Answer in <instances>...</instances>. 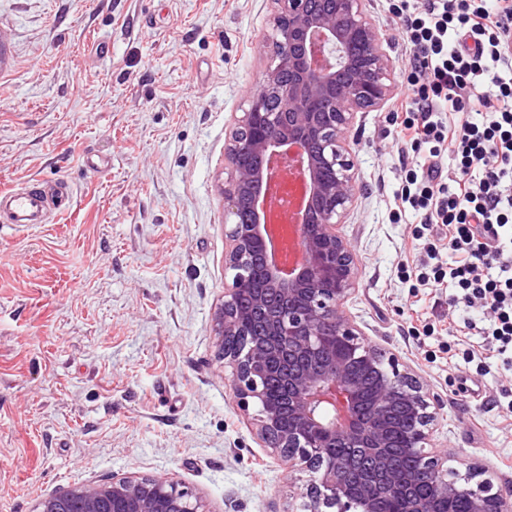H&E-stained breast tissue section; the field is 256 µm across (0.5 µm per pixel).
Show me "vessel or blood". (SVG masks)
Here are the masks:
<instances>
[{"label": "vessel or blood", "instance_id": "b4317fda", "mask_svg": "<svg viewBox=\"0 0 512 512\" xmlns=\"http://www.w3.org/2000/svg\"><path fill=\"white\" fill-rule=\"evenodd\" d=\"M69 205V193L57 186L11 187L0 191V222L16 227L39 224L49 211H63Z\"/></svg>", "mask_w": 512, "mask_h": 512}]
</instances>
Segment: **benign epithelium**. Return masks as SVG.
I'll return each mask as SVG.
<instances>
[{"instance_id":"obj_1","label":"benign epithelium","mask_w":512,"mask_h":512,"mask_svg":"<svg viewBox=\"0 0 512 512\" xmlns=\"http://www.w3.org/2000/svg\"><path fill=\"white\" fill-rule=\"evenodd\" d=\"M274 67L249 93L247 112L225 145L227 176L219 188L233 217L225 267L234 275L214 312L220 354L234 366L242 407L257 408L256 434L281 461L304 466L313 479L301 512H380L379 496L400 489L390 450V420L410 417L408 448L417 475L439 499L464 489L471 512H512V489L448 477V456L427 450L439 412L409 369L366 342L346 303L354 291L355 256L340 225L359 187L348 133L355 115L390 99L393 62L388 40L365 0H275ZM299 156L310 191L297 232L303 263L282 268L272 248L259 259L264 286L250 287L251 245L264 239V185L274 162ZM251 302L249 314L238 303ZM281 387L266 396V380ZM371 388L372 402L365 401ZM288 415L292 425L280 427ZM344 448L338 457L331 449ZM202 512L189 489L166 476H128L51 494L38 512Z\"/></svg>"}]
</instances>
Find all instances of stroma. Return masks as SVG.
<instances>
[{
	"instance_id": "stroma-1",
	"label": "stroma",
	"mask_w": 512,
	"mask_h": 512,
	"mask_svg": "<svg viewBox=\"0 0 512 512\" xmlns=\"http://www.w3.org/2000/svg\"><path fill=\"white\" fill-rule=\"evenodd\" d=\"M388 3L366 7L399 81ZM272 13V0H0V187L73 192L48 223L0 224V512L132 475L171 477L204 512L299 507L310 474L257 438L213 322L233 276L224 143L272 63ZM355 127L348 311L439 398L434 450L512 486V370L473 360L475 309L417 283L412 244L428 232L391 211L387 110Z\"/></svg>"
}]
</instances>
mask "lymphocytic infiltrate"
<instances>
[{
	"instance_id": "f902f5d3",
	"label": "lymphocytic infiltrate",
	"mask_w": 512,
	"mask_h": 512,
	"mask_svg": "<svg viewBox=\"0 0 512 512\" xmlns=\"http://www.w3.org/2000/svg\"><path fill=\"white\" fill-rule=\"evenodd\" d=\"M395 14L412 58L390 114L393 202L433 231L434 283L480 304L465 328L512 366V0H400Z\"/></svg>"
}]
</instances>
